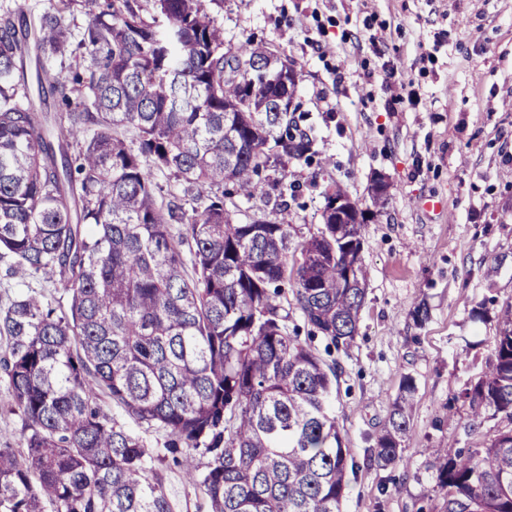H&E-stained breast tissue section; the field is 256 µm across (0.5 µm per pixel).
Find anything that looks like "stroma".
<instances>
[{
	"mask_svg": "<svg viewBox=\"0 0 512 512\" xmlns=\"http://www.w3.org/2000/svg\"><path fill=\"white\" fill-rule=\"evenodd\" d=\"M224 42L255 37L295 64V99L314 128L310 163L289 167L301 194L284 214L293 241L316 233L329 188L364 212L367 268L359 335L338 364L332 411L357 468L345 512H433L443 493L429 455L471 448L461 392L491 357L512 303V0H208ZM384 40L373 49L372 37ZM325 52H318V45ZM384 175V206L371 187ZM440 200V214L419 209ZM0 307L22 295L67 302L60 285L9 273ZM426 304L429 318L412 312ZM416 383L406 465L369 461L403 376ZM157 467L175 512H203L172 458Z\"/></svg>",
	"mask_w": 512,
	"mask_h": 512,
	"instance_id": "obj_1",
	"label": "stroma"
}]
</instances>
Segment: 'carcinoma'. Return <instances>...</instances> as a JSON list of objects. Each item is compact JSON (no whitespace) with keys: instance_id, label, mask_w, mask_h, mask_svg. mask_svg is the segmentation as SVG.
Segmentation results:
<instances>
[{"instance_id":"cac0c4a2","label":"carcinoma","mask_w":512,"mask_h":512,"mask_svg":"<svg viewBox=\"0 0 512 512\" xmlns=\"http://www.w3.org/2000/svg\"><path fill=\"white\" fill-rule=\"evenodd\" d=\"M153 8L148 20L139 0L0 11V255L10 275L67 294L62 312L35 296L0 308L8 405L24 423L22 449L0 448V512H173L164 451L206 512H342L356 463L329 405L336 363L288 328L282 284L348 349L366 295L365 264L347 263L362 224L292 243L278 218L298 192L288 166L313 142L282 107L298 83H272L261 41L224 47L204 0ZM236 193L271 215L241 217ZM497 321L462 398L472 427L487 414L502 426L465 454L429 449L438 512H512V304ZM415 393L403 377L377 466L403 461ZM113 407L165 430L166 448Z\"/></svg>"}]
</instances>
